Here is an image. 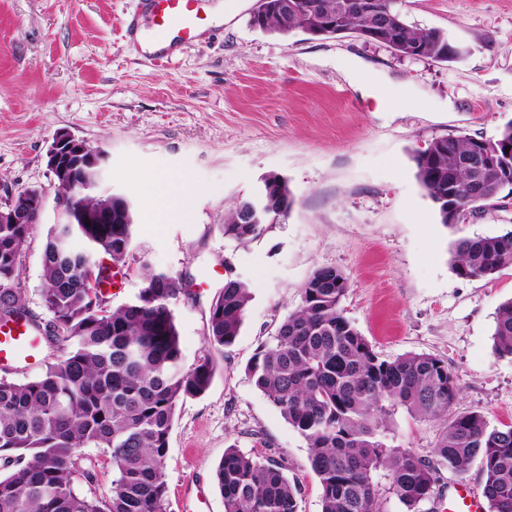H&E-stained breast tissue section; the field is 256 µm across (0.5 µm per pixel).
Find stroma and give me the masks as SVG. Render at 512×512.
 I'll use <instances>...</instances> for the list:
<instances>
[{
	"label": "stroma",
	"mask_w": 512,
	"mask_h": 512,
	"mask_svg": "<svg viewBox=\"0 0 512 512\" xmlns=\"http://www.w3.org/2000/svg\"><path fill=\"white\" fill-rule=\"evenodd\" d=\"M224 20L202 44L154 60L122 29L142 0H0V203L39 189L41 223L21 256L20 296L39 322L43 252L60 216L46 153L67 132L102 149L99 191L125 198L134 248L107 289L110 307L132 301L145 268L178 277L171 302L184 370L204 356L215 373L201 396L179 401L166 459L167 512L203 485L201 512H224L215 469L226 448L280 460L301 489L299 512H321V487L304 439L254 386L246 368L319 267L349 278L345 317L381 357H437L460 389L455 412L512 424V358L492 350L494 317L512 299V268L464 279L451 267L462 236L512 229V197L447 227L416 178L415 156L433 140L496 137L512 121V0H403L410 23L442 31L462 57L436 63L397 55L355 36L270 34L252 28L256 0H223ZM366 65L402 88L361 93L345 73ZM287 180V218L247 246L225 239V213L268 174ZM198 188L179 219L163 220L151 179ZM253 284L239 336L223 351L206 344L209 309L224 286V262ZM437 427L397 411L392 445L428 459ZM80 494L108 499L112 466L102 449L82 451Z\"/></svg>",
	"instance_id": "obj_1"
}]
</instances>
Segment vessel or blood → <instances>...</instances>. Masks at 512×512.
I'll list each match as a JSON object with an SVG mask.
<instances>
[{"mask_svg": "<svg viewBox=\"0 0 512 512\" xmlns=\"http://www.w3.org/2000/svg\"><path fill=\"white\" fill-rule=\"evenodd\" d=\"M202 0H144L141 14L132 16L125 32H148L158 49L156 58L168 59L175 52L197 46L212 28ZM39 338L24 320L0 324V367H11L38 358Z\"/></svg>", "mask_w": 512, "mask_h": 512, "instance_id": "vessel-or-blood-1", "label": "vessel or blood"}]
</instances>
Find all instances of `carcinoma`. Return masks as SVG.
<instances>
[{"mask_svg": "<svg viewBox=\"0 0 512 512\" xmlns=\"http://www.w3.org/2000/svg\"><path fill=\"white\" fill-rule=\"evenodd\" d=\"M250 24L270 33L313 35L324 17L330 37L355 33L406 56L439 62L459 59L439 30L410 24L406 15L382 29L358 0H317L320 14H284L274 2ZM512 146V121L493 139L467 135L431 142L415 157L416 177L448 224V202L473 212L497 201L499 174L474 171L463 159L479 147ZM274 212L264 214L251 197L224 216V237L245 246L294 204L288 183L272 176ZM85 211L112 204L110 224L53 225L44 252L42 298L52 313L46 324L28 317L14 288L27 239L26 224L0 223V321L25 318L47 350L42 375L27 381L0 376V512H166L168 437L179 401L204 394L214 376L205 359L182 368L171 301L177 279L147 270L136 299L115 309L104 298L112 284L105 265L91 264L100 250L125 263L133 249L134 225L123 224L128 201L89 191ZM83 241L62 248L60 235ZM452 269L463 278H486L512 268V230L457 239ZM224 288L210 311L207 345L234 343L253 299L250 280L224 261ZM348 277L333 267L315 269L301 288V302L272 340L247 366L256 388L305 440L310 467L321 486V512H383L374 477L389 478V491L403 512H422L435 495L439 468L465 475L479 463L489 512H512V426L492 427L478 411L450 415L459 388L444 361L425 353L384 359L344 316ZM493 351L512 358V300L495 314ZM439 424L434 460L389 444L388 420L397 407ZM84 448H102L113 469L106 501L77 492L75 479ZM224 512H298L299 487L275 458L260 460L234 447L215 470Z\"/></svg>", "mask_w": 512, "mask_h": 512, "instance_id": "1", "label": "carcinoma"}]
</instances>
